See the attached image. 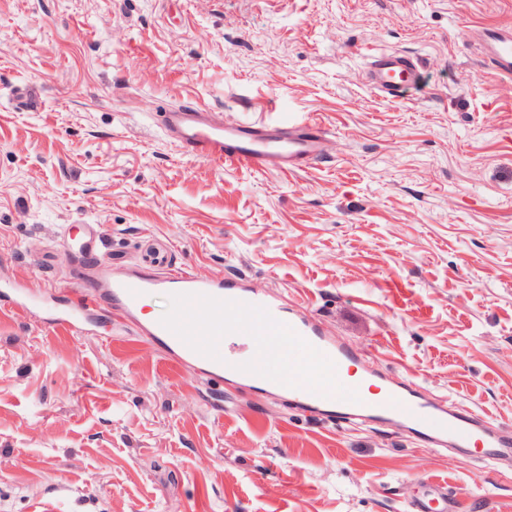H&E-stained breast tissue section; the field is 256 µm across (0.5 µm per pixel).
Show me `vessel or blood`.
<instances>
[{"mask_svg":"<svg viewBox=\"0 0 512 512\" xmlns=\"http://www.w3.org/2000/svg\"><path fill=\"white\" fill-rule=\"evenodd\" d=\"M484 49L503 79L502 92L512 91V31L488 28L481 34ZM423 67L397 51L369 56L365 82L387 100L400 97L404 88L417 85ZM160 124L166 134L192 157L220 162L261 173L280 165L284 171L311 166L324 151L327 131L313 117L298 122H219L205 117L202 108L181 107L165 112ZM102 239L98 225L84 227V252L92 267H103ZM90 267L74 266L64 292L66 304L46 303L18 283L0 285V309L21 315H42L50 324L81 335L92 317L116 316L118 324L134 330L147 343L160 347L166 359L223 385L261 387L265 392L302 400L306 406L332 416L363 417L410 427L417 438L450 440L481 452H512V436L486 430L477 416L451 409L447 399H422L404 381H393L384 395H367L364 383L337 378L324 391L295 372L296 363L284 358L282 367L268 364L266 357L296 345L310 361L338 370L355 354L337 344L302 315L288 311L275 297L260 295L239 281L205 280L184 269L164 274L131 270L112 279L92 276ZM162 292L173 301L171 311L158 318L142 315V302ZM243 336L249 348L232 353L226 339Z\"/></svg>","mask_w":512,"mask_h":512,"instance_id":"1","label":"vessel or blood"}]
</instances>
